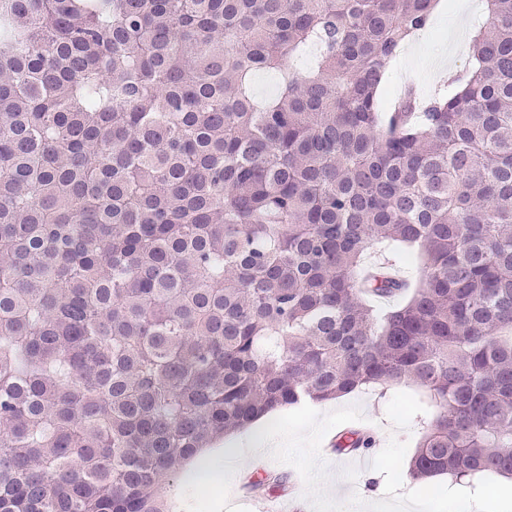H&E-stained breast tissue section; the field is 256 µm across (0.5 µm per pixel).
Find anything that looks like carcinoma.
Segmentation results:
<instances>
[{"mask_svg": "<svg viewBox=\"0 0 512 512\" xmlns=\"http://www.w3.org/2000/svg\"><path fill=\"white\" fill-rule=\"evenodd\" d=\"M484 2L465 71L385 111L439 0H0V512H163L217 439L402 385L410 482L512 478V0ZM380 246L423 267L388 310Z\"/></svg>", "mask_w": 512, "mask_h": 512, "instance_id": "1", "label": "carcinoma"}]
</instances>
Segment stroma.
<instances>
[{"label":"stroma","instance_id":"1","mask_svg":"<svg viewBox=\"0 0 512 512\" xmlns=\"http://www.w3.org/2000/svg\"><path fill=\"white\" fill-rule=\"evenodd\" d=\"M481 0H442L426 35L410 42L391 70L383 91L384 101L397 98L407 81H415L423 91H430L438 81L428 71L427 63L446 57L448 69L462 72L468 61L470 27H458V17L473 18L481 12ZM419 398L415 387L402 386L385 391L356 392L337 400L318 404L320 413L348 405H359L364 418L352 422L355 430L374 436L372 448L352 453H323L328 482L326 490L339 502L359 495L374 502L384 495L385 478L371 466L373 458L387 445L390 437L407 441L408 454H415L422 434V425L414 407ZM226 440L213 443L205 455L203 467L181 465L170 483L160 486L156 494L165 504L166 512H278L287 506L288 512H312L304 497V484L296 469L263 456L258 465L244 466L239 473L225 471ZM286 476L284 489L269 493L255 492L252 481L261 471Z\"/></svg>","mask_w":512,"mask_h":512}]
</instances>
